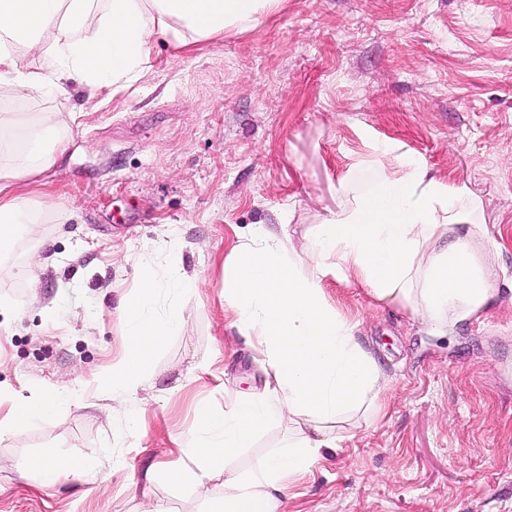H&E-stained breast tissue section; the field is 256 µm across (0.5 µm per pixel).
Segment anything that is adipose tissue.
Returning <instances> with one entry per match:
<instances>
[{
    "label": "adipose tissue",
    "instance_id": "1",
    "mask_svg": "<svg viewBox=\"0 0 512 512\" xmlns=\"http://www.w3.org/2000/svg\"><path fill=\"white\" fill-rule=\"evenodd\" d=\"M281 2L0 0V87L41 99L67 96L76 76L94 90L129 84L145 75L156 37L189 46L255 28ZM32 55L40 60L34 70L27 65ZM69 138L55 112L32 119L0 113V151L13 159L0 167L1 250L15 242L22 225L34 223L28 179L50 167ZM463 193L418 168L400 178L384 172L366 194L322 224L303 252L261 225L243 235L224 264V303L233 327L264 355L273 382L259 393L225 388L223 412H201L181 450L191 466L146 473V482L162 474L172 483L194 485L220 474L223 493L208 512H284L289 483L335 450L340 425L357 413L379 412L387 387L375 358L356 342L354 324L327 303L323 278H356L377 301L408 307L437 330L470 320L492 298L494 278L476 250L482 225L461 223L455 210ZM159 285L153 272H144L140 287L124 299L126 349L102 392L137 396L152 378L157 346L186 327L178 305L151 313ZM70 399L51 391L13 402L0 419V433L50 422ZM279 420L296 431L287 450H271L247 471L231 469L230 460ZM92 468L91 461L50 453L18 464L20 472L37 471L48 486Z\"/></svg>",
    "mask_w": 512,
    "mask_h": 512
}]
</instances>
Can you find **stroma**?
Returning <instances> with one entry per match:
<instances>
[{
  "mask_svg": "<svg viewBox=\"0 0 512 512\" xmlns=\"http://www.w3.org/2000/svg\"><path fill=\"white\" fill-rule=\"evenodd\" d=\"M0 108L56 112L71 143L35 186L38 223L0 254V403L54 386L74 395L52 423L0 437V512H205L224 482L145 484L224 389L261 390L264 357L231 327L224 261L255 224L303 251L351 195L406 167L462 187L466 224L495 298L438 335L353 279L323 281L389 380L380 416L360 413L336 451L288 489L286 512H512V0H287L255 29L190 47L160 38L126 87ZM199 276L188 323L155 352L134 397L91 376L125 352L123 296L160 248ZM49 451L92 459L90 476L44 487L20 473Z\"/></svg>",
  "mask_w": 512,
  "mask_h": 512,
  "instance_id": "obj_1",
  "label": "stroma"
}]
</instances>
